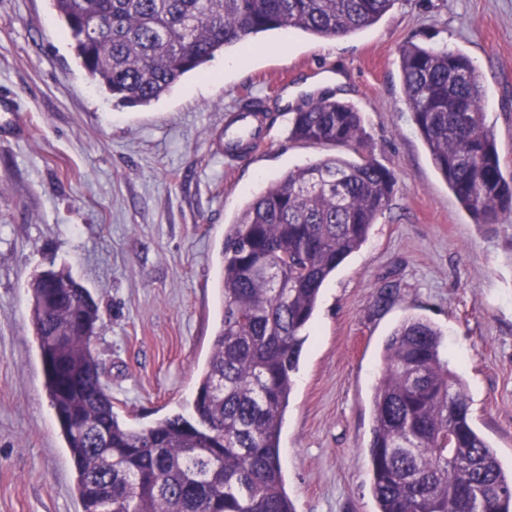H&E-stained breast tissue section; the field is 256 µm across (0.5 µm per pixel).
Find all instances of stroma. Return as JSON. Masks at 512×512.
Wrapping results in <instances>:
<instances>
[{"label":"stroma","mask_w":512,"mask_h":512,"mask_svg":"<svg viewBox=\"0 0 512 512\" xmlns=\"http://www.w3.org/2000/svg\"><path fill=\"white\" fill-rule=\"evenodd\" d=\"M287 41L284 52L273 44ZM467 55L512 177V0H396L342 38L278 31L238 68L231 48L147 107H125L78 66L50 0H0V512H80L75 469L44 385L29 284L52 267L93 295L92 347L114 412L143 429L185 413L221 317V243L288 169L353 150L290 140L289 114L326 91L353 103L363 148L395 192L324 284L283 423L295 512H377L369 447L386 338L406 319L444 333L474 427L512 470V216L483 225L418 135L399 50ZM267 99L270 142L224 159V120Z\"/></svg>","instance_id":"obj_1"}]
</instances>
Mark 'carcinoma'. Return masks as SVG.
<instances>
[{
	"label": "carcinoma",
	"instance_id": "obj_1",
	"mask_svg": "<svg viewBox=\"0 0 512 512\" xmlns=\"http://www.w3.org/2000/svg\"><path fill=\"white\" fill-rule=\"evenodd\" d=\"M78 65L98 89L148 106L216 53L272 31L344 37L395 0H50ZM402 89L432 162L479 224L512 214V180L485 124L483 89L463 53L399 52ZM289 137L358 150L367 133L333 95L292 113ZM371 156H326L288 170L224 237L222 317L189 416L135 430L112 409L91 341L98 305L52 269L30 283L45 388L76 471L82 512H295L280 435L321 288L366 241L394 194ZM70 333L60 345L59 331ZM443 333L412 318L384 344L369 448L378 512H512V473L472 423Z\"/></svg>",
	"mask_w": 512,
	"mask_h": 512
}]
</instances>
